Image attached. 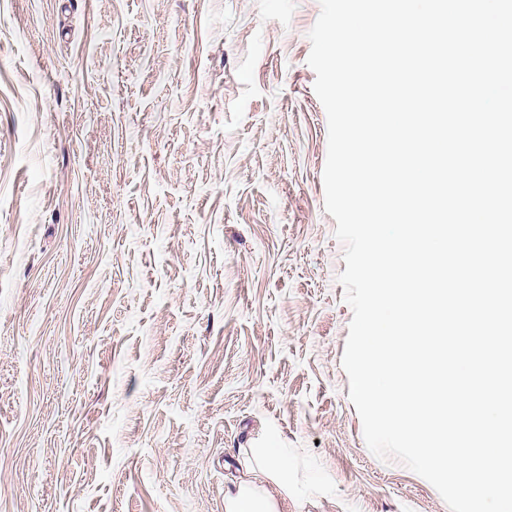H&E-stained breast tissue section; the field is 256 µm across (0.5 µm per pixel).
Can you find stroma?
<instances>
[{
	"mask_svg": "<svg viewBox=\"0 0 512 512\" xmlns=\"http://www.w3.org/2000/svg\"><path fill=\"white\" fill-rule=\"evenodd\" d=\"M319 0H0V512H449L342 365ZM261 456L255 464L262 478L237 486L224 498L226 512H278L277 494L288 490V451L284 448H256Z\"/></svg>",
	"mask_w": 512,
	"mask_h": 512,
	"instance_id": "stroma-1",
	"label": "stroma"
}]
</instances>
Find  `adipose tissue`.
Returning <instances> with one entry per match:
<instances>
[{"label":"adipose tissue","mask_w":512,"mask_h":512,"mask_svg":"<svg viewBox=\"0 0 512 512\" xmlns=\"http://www.w3.org/2000/svg\"><path fill=\"white\" fill-rule=\"evenodd\" d=\"M259 454V479L241 484L235 492L227 494L225 512H278L277 496L288 486V451L263 448Z\"/></svg>","instance_id":"adipose-tissue-1"}]
</instances>
